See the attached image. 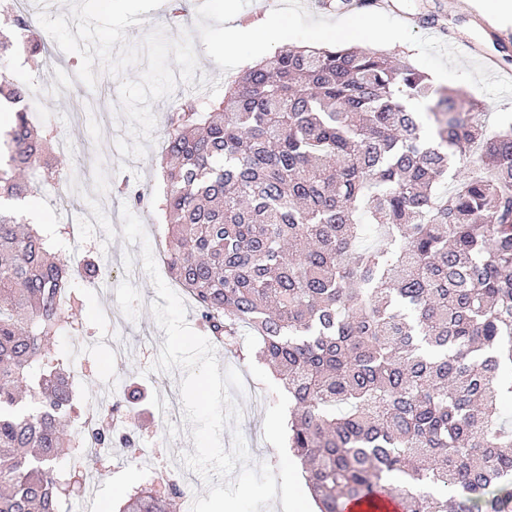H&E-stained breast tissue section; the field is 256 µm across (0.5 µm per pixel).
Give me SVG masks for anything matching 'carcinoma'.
<instances>
[{
	"instance_id": "cac0c4a2",
	"label": "carcinoma",
	"mask_w": 512,
	"mask_h": 512,
	"mask_svg": "<svg viewBox=\"0 0 512 512\" xmlns=\"http://www.w3.org/2000/svg\"><path fill=\"white\" fill-rule=\"evenodd\" d=\"M0 17V101L22 103L10 63L40 39L23 11L0 4ZM480 108L387 54L288 46L169 117L166 264L205 336L226 351L241 328L256 336L319 512L386 497L401 512H512V125L485 136ZM56 140L14 111L0 199L33 193L28 169L63 179ZM453 165L468 174L450 187ZM369 226L383 243L365 242ZM48 247L0 207V512H58L74 483L63 449L82 442L55 339L78 322L74 280L99 266ZM143 398L127 386L117 407ZM185 496L175 477L146 480L115 512H178Z\"/></svg>"
}]
</instances>
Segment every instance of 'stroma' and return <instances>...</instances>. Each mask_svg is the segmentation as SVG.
I'll return each instance as SVG.
<instances>
[{"label":"stroma","mask_w":512,"mask_h":512,"mask_svg":"<svg viewBox=\"0 0 512 512\" xmlns=\"http://www.w3.org/2000/svg\"><path fill=\"white\" fill-rule=\"evenodd\" d=\"M318 8L315 0H184L178 22L168 19V6L145 12L152 25H162L170 38H178L182 29H190L198 56L193 83H178L170 97L153 102L156 124L152 140L143 157L121 156L117 139L127 137V119L120 112L118 79L100 65H93L97 76L95 88H88L76 77L80 58L59 49L47 40L46 51L20 55L11 64L13 78L28 86H43V94L30 98L34 121L57 127L60 137L69 142L68 150H55L65 184L73 190V203L64 216L65 223L84 225L88 248L101 253L122 254L127 243L122 235L121 208L110 184L113 178L129 179L140 190L160 197L163 184L158 164L165 147L167 118L175 106L186 99L206 100L223 95L227 83L256 62L266 59L275 45L224 46V18L234 13L240 22L258 23L276 16L286 32L288 46H330L345 43L337 24L349 20L353 12L336 7L327 0ZM391 11L369 9L372 24L358 32L355 48L378 50L408 61L428 75L435 87L452 90L459 99H475L483 109L477 120L487 132L512 123V49L501 46L503 33L512 34V24L503 26L481 13L475 0H391ZM469 41L477 55L461 57L452 44ZM497 56L500 64L488 69L483 54ZM82 300L77 318L88 332L100 336L99 344L86 348L82 361L95 375L83 392L93 395L105 386L118 387L128 378L146 379L152 350L163 347L166 334L157 324L151 304L156 301L155 287L149 276H141L130 288H119L110 297L78 287ZM110 300L117 317L125 325L126 350L114 354L106 339L112 326L99 319L98 308ZM220 368H234L252 384L251 389L233 392V399L246 419L238 427L247 443L253 464L265 463L284 477L293 467L295 457L288 446V419L292 403L282 383L256 360H243L217 350ZM125 432L134 434L148 457L136 458L121 452L96 489V499L111 507L118 496L135 486L144 473L161 462L180 472L189 494L207 497L202 479L185 469L182 457L194 452L190 424L180 422L168 430L158 429L149 410L128 415Z\"/></svg>","instance_id":"stroma-1"}]
</instances>
